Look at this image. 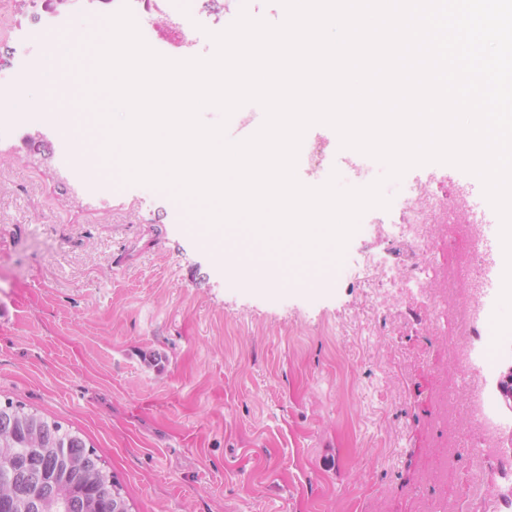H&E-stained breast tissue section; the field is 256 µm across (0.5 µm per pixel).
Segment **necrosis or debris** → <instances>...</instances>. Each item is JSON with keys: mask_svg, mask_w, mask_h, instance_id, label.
<instances>
[{"mask_svg": "<svg viewBox=\"0 0 512 512\" xmlns=\"http://www.w3.org/2000/svg\"><path fill=\"white\" fill-rule=\"evenodd\" d=\"M66 22L65 14L52 13L39 21L37 29L25 28L19 32L15 50L16 82L0 84V100L10 98L16 84L32 81L30 55L37 44V30H58ZM405 204L406 218L387 222L383 230L387 236L410 242L417 263L401 276L384 273L383 282L399 293L421 296L433 316L447 317L457 325L460 340L456 346L455 380L470 383L483 371L472 359L475 345L467 340L476 321L470 299L479 290L480 277L487 264L485 253L477 245L481 230L469 224L449 223V214L463 210L465 204L456 197L434 196L429 183L412 185ZM476 414L483 426L481 432L457 429L449 440L481 452L489 446L498 415L493 401L483 396L477 399Z\"/></svg>", "mask_w": 512, "mask_h": 512, "instance_id": "obj_1", "label": "necrosis or debris"}]
</instances>
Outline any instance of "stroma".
Wrapping results in <instances>:
<instances>
[{"label": "stroma", "mask_w": 512, "mask_h": 512, "mask_svg": "<svg viewBox=\"0 0 512 512\" xmlns=\"http://www.w3.org/2000/svg\"><path fill=\"white\" fill-rule=\"evenodd\" d=\"M236 4L199 0L201 19L177 27L145 12L138 28L147 44L190 41L206 56ZM44 11L45 0H0V83L13 79L18 28ZM85 20L69 12L41 50L72 60ZM39 92L72 125H35L42 165L22 139L0 136L1 403L83 434L131 512H512V429L490 457L448 445L449 423L470 422L473 389L494 393L496 378L449 388L454 327L365 272L371 257L397 274L415 262L379 230L377 210L330 274L229 280L223 242L171 210L164 191L116 183L63 203L56 176L81 111L53 83ZM315 143L322 161L303 159L300 182L334 174L349 185L335 130L309 127L302 144ZM385 173L376 160L363 167L392 200L426 179L444 195L483 192L457 168Z\"/></svg>", "instance_id": "stroma-1"}]
</instances>
